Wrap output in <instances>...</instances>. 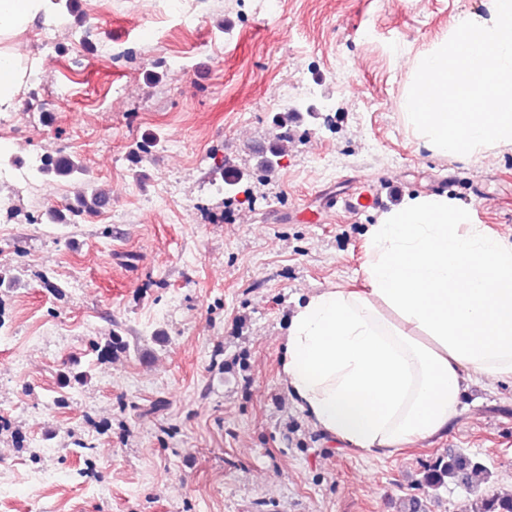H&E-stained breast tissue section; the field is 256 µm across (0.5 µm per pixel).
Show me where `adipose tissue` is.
Returning <instances> with one entry per match:
<instances>
[{"label":"adipose tissue","mask_w":512,"mask_h":512,"mask_svg":"<svg viewBox=\"0 0 512 512\" xmlns=\"http://www.w3.org/2000/svg\"><path fill=\"white\" fill-rule=\"evenodd\" d=\"M56 17V0H0V112L28 77L11 42ZM363 293L327 289L291 316L284 381L314 426L380 457L439 434L463 384L512 380V239L444 194L382 214Z\"/></svg>","instance_id":"obj_1"}]
</instances>
